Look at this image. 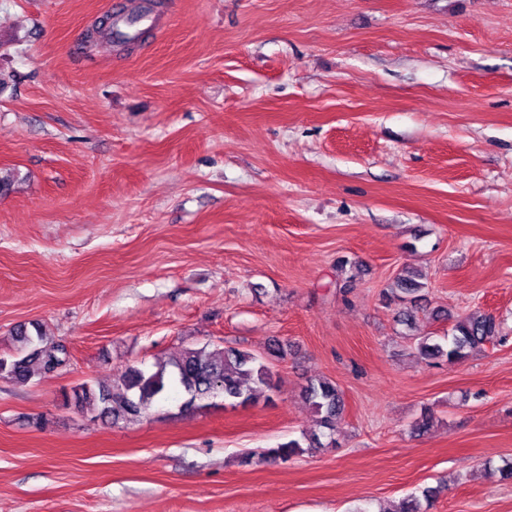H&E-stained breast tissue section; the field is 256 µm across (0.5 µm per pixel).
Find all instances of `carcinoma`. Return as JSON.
Masks as SVG:
<instances>
[{
    "instance_id": "carcinoma-1",
    "label": "carcinoma",
    "mask_w": 512,
    "mask_h": 512,
    "mask_svg": "<svg viewBox=\"0 0 512 512\" xmlns=\"http://www.w3.org/2000/svg\"><path fill=\"white\" fill-rule=\"evenodd\" d=\"M424 288V283L413 276H399L389 289L390 297L404 302ZM30 333L21 325L13 332L17 343L11 359L0 357V377L28 381L37 374L52 373L67 362V349L50 339L40 326ZM499 336V323L489 313H473L461 317L440 338L423 337L415 344L418 354L428 360L455 364ZM274 385L273 373L261 358L235 346L224 349L189 347L155 368L145 370L127 367L110 384L84 382L64 394L66 403L82 413H90L105 424L137 420L156 403L166 401L174 393L185 400L181 411L202 410L221 397L224 404L244 406L256 401V391ZM303 395L317 416L320 428L332 433L344 411V399L335 383L328 379L310 380ZM321 445L317 434L305 435L303 440H290L264 451V460L286 464L305 450ZM439 490L428 487L422 496L409 495L398 503L394 512H429Z\"/></svg>"
}]
</instances>
